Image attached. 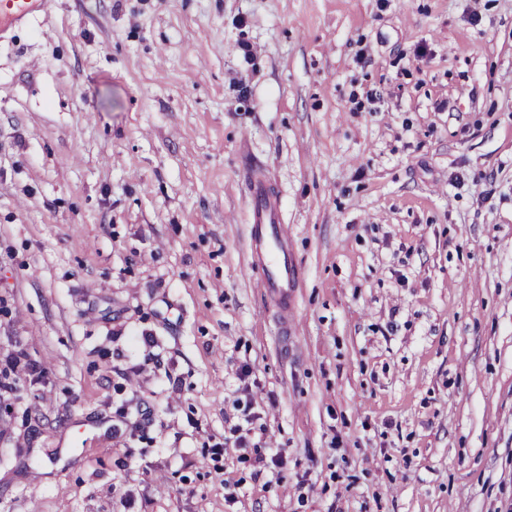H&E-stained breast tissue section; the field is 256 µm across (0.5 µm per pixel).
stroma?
Wrapping results in <instances>:
<instances>
[{
    "label": "stroma",
    "mask_w": 512,
    "mask_h": 512,
    "mask_svg": "<svg viewBox=\"0 0 512 512\" xmlns=\"http://www.w3.org/2000/svg\"><path fill=\"white\" fill-rule=\"evenodd\" d=\"M248 412L281 467L234 447ZM0 512H512V0L1 28ZM251 224L249 227V263L253 275L269 297L288 303V294L297 278L288 261L287 233L269 184L258 177L249 182Z\"/></svg>",
    "instance_id": "obj_1"
}]
</instances>
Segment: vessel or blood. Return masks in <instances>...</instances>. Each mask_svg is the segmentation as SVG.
Segmentation results:
<instances>
[{"instance_id":"vessel-or-blood-1","label":"vessel or blood","mask_w":512,"mask_h":512,"mask_svg":"<svg viewBox=\"0 0 512 512\" xmlns=\"http://www.w3.org/2000/svg\"><path fill=\"white\" fill-rule=\"evenodd\" d=\"M49 0H0V23L21 22L45 10ZM251 224L249 263L267 296L287 301L297 278L288 261L287 233L269 184L261 178L249 182Z\"/></svg>"}]
</instances>
